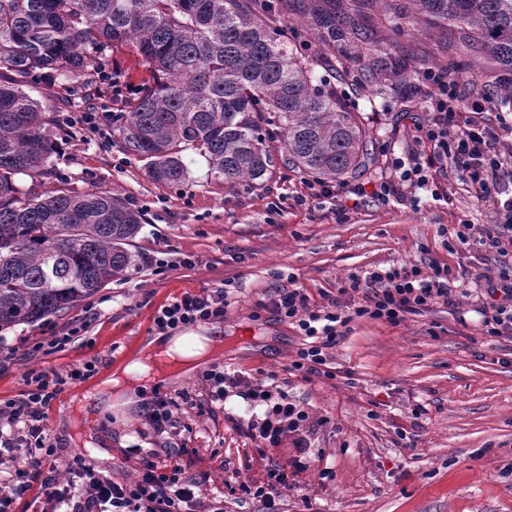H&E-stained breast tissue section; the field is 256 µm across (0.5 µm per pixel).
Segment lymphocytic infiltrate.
<instances>
[{
  "instance_id": "lymphocytic-infiltrate-1",
  "label": "lymphocytic infiltrate",
  "mask_w": 512,
  "mask_h": 512,
  "mask_svg": "<svg viewBox=\"0 0 512 512\" xmlns=\"http://www.w3.org/2000/svg\"><path fill=\"white\" fill-rule=\"evenodd\" d=\"M420 77L430 86L431 98L427 117L414 125L418 151L393 160L396 180L377 182L369 190L360 185L353 194L358 199L369 194L383 203L392 199L403 203L405 187L428 191L440 187L442 179L456 177L478 201L493 203L497 219L484 228L459 225L455 237L463 244H478L482 251L508 255L512 252V113L464 97L459 82L443 70L427 68ZM454 279L451 268L437 262L426 271L416 264L373 268L351 274L324 305L311 304L303 288L292 287L273 290L264 307L305 336L291 368L307 380L329 375L328 351L346 335L353 320L396 325L435 304H452ZM484 286L491 301L482 308L483 335L512 339V266L485 275ZM229 305V292L220 285L186 292L160 305L153 323L163 333L220 323ZM97 367V361L89 360L62 373L52 368L29 371L24 389L0 402V512H13L19 499L24 512H224L223 500L204 498L200 481L186 474L180 463L182 449L144 448L140 442L188 433L181 420L183 407L223 404L232 389L244 393L250 413L247 431L254 440L271 447L286 438L292 441L294 456L268 469L263 484L244 488L263 502L265 512H281L280 489L309 458V415L286 397L274 396L267 387L245 383L241 375L220 368L202 375L204 401L187 392L154 395L146 407V426L137 432L140 442L131 448L139 468L135 480L118 482L101 475L81 452L69 459L68 478L59 479V456L49 434L52 402L65 386L86 381Z\"/></svg>"
}]
</instances>
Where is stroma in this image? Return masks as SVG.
I'll list each match as a JSON object with an SVG mask.
<instances>
[{"label": "stroma", "mask_w": 512, "mask_h": 512, "mask_svg": "<svg viewBox=\"0 0 512 512\" xmlns=\"http://www.w3.org/2000/svg\"><path fill=\"white\" fill-rule=\"evenodd\" d=\"M354 109L373 145L388 148L366 175L375 183L389 176L391 156L416 150L413 123L424 110L406 90L382 107L356 99ZM184 162L187 185L153 182L112 129L63 145L52 157L54 185L107 191L144 215L123 275L63 313L0 332L1 343L16 345L91 320L64 351L20 353L0 369L5 400L22 389L29 369L62 372L99 359L86 391L57 396L52 404L59 472L87 443L96 470L118 481L135 478L136 461L126 450L138 441L151 396L143 394L118 417L97 399L102 383L156 336L160 305L221 283L233 302L217 326L224 350L212 364L255 383L276 373L273 390L302 407L312 425V461L283 491V512H301L305 495L314 512H512V342L481 334L475 294L478 276L497 272L505 259L448 243L460 223H495L494 209L451 178L443 183V200L422 190L412 205L367 196L338 223L332 209L351 184H337L335 199L298 207L293 198L306 188L293 168L275 166L261 186L231 187L208 179L200 156L187 153ZM160 251L170 266L158 275L149 259ZM409 262L450 266L455 306L437 304L396 325L354 320L329 351L333 377L307 381L291 370L304 338L259 310L268 294L294 282L320 305L352 273ZM184 418L193 427L181 458L187 475L202 480L206 497L223 499L224 512H263L260 501L231 486L240 478L262 482L267 468L292 455L291 441L258 448L245 432L247 403L235 395L223 408L190 409Z\"/></svg>", "instance_id": "stroma-1"}]
</instances>
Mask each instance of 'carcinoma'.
Listing matches in <instances>:
<instances>
[{
	"label": "carcinoma",
	"instance_id": "carcinoma-1",
	"mask_svg": "<svg viewBox=\"0 0 512 512\" xmlns=\"http://www.w3.org/2000/svg\"><path fill=\"white\" fill-rule=\"evenodd\" d=\"M294 12L302 32L286 38ZM424 32L453 77L512 104V0H0V332L77 305L122 274L142 212L110 192H38L51 175V88L84 103L112 80V55L135 50L150 74L116 116L124 151L156 183L188 181L184 154L229 185H262L279 149L311 178L365 167L369 143L347 101L427 90L401 38ZM310 33L319 50L298 47Z\"/></svg>",
	"mask_w": 512,
	"mask_h": 512
}]
</instances>
